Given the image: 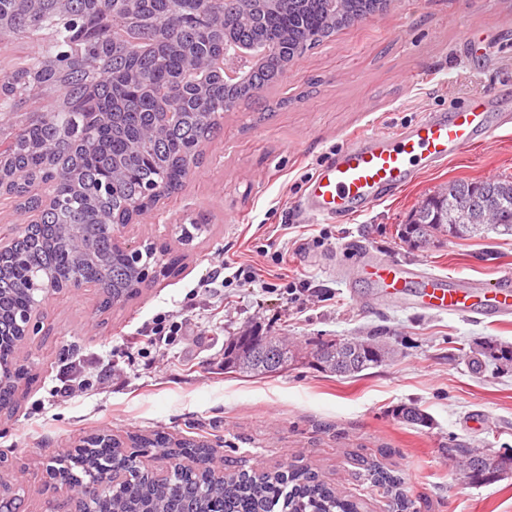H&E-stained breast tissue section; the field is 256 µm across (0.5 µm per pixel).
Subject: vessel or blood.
Segmentation results:
<instances>
[{"label": "vessel or blood", "mask_w": 512, "mask_h": 512, "mask_svg": "<svg viewBox=\"0 0 512 512\" xmlns=\"http://www.w3.org/2000/svg\"><path fill=\"white\" fill-rule=\"evenodd\" d=\"M505 129H512V114L493 112L489 98L475 97L453 112L427 115L399 132L353 141L312 177L306 207L312 215L326 218L367 210L384 193L412 183L419 169L441 166L472 147L492 143ZM362 274L391 302L448 315L512 319L511 275L479 290L462 278H444L388 260L364 263Z\"/></svg>", "instance_id": "vessel-or-blood-1"}]
</instances>
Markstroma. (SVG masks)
I'll return each instance as SVG.
<instances>
[{
  "label": "stroma",
  "mask_w": 512,
  "mask_h": 512,
  "mask_svg": "<svg viewBox=\"0 0 512 512\" xmlns=\"http://www.w3.org/2000/svg\"><path fill=\"white\" fill-rule=\"evenodd\" d=\"M465 28L472 43L461 39ZM510 79L512 0H390L226 112L182 190L124 230L178 258L177 272L107 309L92 290L44 302L45 330L21 353L34 379L0 416L9 460L0 477L24 512H52L66 499L67 490L45 488L48 462L102 430L124 442L162 433L215 443L228 472L305 464L361 512H399L369 476L375 464L400 478L408 512H512V474L476 486L448 458L454 444L512 448V365L476 375L469 364L488 346L512 349V322L373 303L371 283L335 273L366 250L485 285L512 275V236L443 233L413 248L397 235L442 184L512 178V131L345 221L299 210L310 176L353 138L450 111L476 93L498 94V110L512 113ZM200 217L206 232L183 241L181 226ZM283 252L287 278L239 277L242 265L276 269ZM220 257L228 268L218 284ZM160 313L182 329L146 342ZM247 327L300 345L377 334L395 355L355 378L308 364L268 378L224 372L226 337ZM66 374L84 386L65 401L54 388ZM404 404L427 412L430 425L396 418Z\"/></svg>",
  "instance_id": "stroma-1"
}]
</instances>
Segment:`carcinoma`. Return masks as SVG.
I'll list each match as a JSON object with an SVG mask.
<instances>
[{
	"instance_id": "1",
	"label": "carcinoma",
	"mask_w": 512,
	"mask_h": 512,
	"mask_svg": "<svg viewBox=\"0 0 512 512\" xmlns=\"http://www.w3.org/2000/svg\"><path fill=\"white\" fill-rule=\"evenodd\" d=\"M385 0H128L121 15L111 13L107 0H67L68 20L46 9L37 16L12 13L0 3L7 25L4 34L24 38L48 36L49 58L63 53L72 60L65 74L43 71L44 87L61 85L63 104L38 116L26 112L32 88L26 78L37 68L21 63L3 76L14 86L8 105L13 115L0 124V149L8 169L29 177L52 179L47 145L77 146L70 157L74 177L60 180L53 191L65 201L39 224L26 225L17 241V266L0 268V358L15 362L11 314L28 300V277L51 266L64 280L77 267L84 277L103 285L104 306L120 299L127 302L141 285L130 255L117 252L96 228L99 210H121L136 202L146 209L159 197L150 189L166 183L168 194L183 185L186 159L201 156L200 147L221 130L224 105L258 96L278 81L298 56L329 39L336 30L384 7ZM224 12V29L232 45L263 49L257 60L242 65L241 81L229 85L215 76L204 93L179 87L191 55L224 56V39L214 32L208 12ZM171 87L169 107L180 119L160 136L140 139L144 129L164 121L165 109L149 93L151 88ZM494 232L512 236V181H456L424 201L412 221L399 229L411 242L424 235L445 232L453 237H472ZM272 336L243 334L224 348V371L246 376H273L305 359L285 341H279L283 363L256 359L255 368L239 367L243 353L255 354ZM376 337L350 340L347 360L330 369L342 378H354L380 366ZM395 416L410 425L426 426L430 419L418 406L401 405ZM200 469L175 468L157 479L144 475L129 493L112 501L97 502L98 512H138L133 504L146 503L154 512H358L353 501L318 480L306 466L291 465L274 473L216 475L207 466L211 449L188 448ZM460 471L472 484H491L479 479L488 470L474 454L480 453L496 468L512 465L511 454L494 455L484 448L458 449ZM72 466L55 473L60 481L78 484L107 467L125 469L121 446L108 448L98 436H90L67 453Z\"/></svg>"
}]
</instances>
